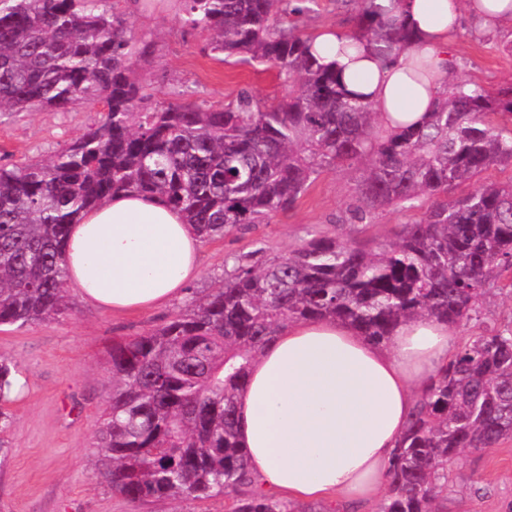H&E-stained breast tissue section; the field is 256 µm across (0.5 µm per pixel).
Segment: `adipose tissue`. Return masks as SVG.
Instances as JSON below:
<instances>
[{
  "mask_svg": "<svg viewBox=\"0 0 512 512\" xmlns=\"http://www.w3.org/2000/svg\"><path fill=\"white\" fill-rule=\"evenodd\" d=\"M384 22L409 29L401 54L341 29L312 50L349 91L366 96L389 131L424 125L445 91L448 44L464 18L493 30L512 21V0H380ZM425 60L430 75L414 80ZM201 240L160 198L117 194L72 225L69 282L85 302L115 312L181 297L200 269ZM456 345L444 323L416 318L377 344L333 319L289 323L252 364L237 394L238 440L253 490L291 501L371 506L419 398Z\"/></svg>",
  "mask_w": 512,
  "mask_h": 512,
  "instance_id": "adipose-tissue-1",
  "label": "adipose tissue"
}]
</instances>
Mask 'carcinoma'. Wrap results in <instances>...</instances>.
Wrapping results in <instances>:
<instances>
[{
	"instance_id": "carcinoma-1",
	"label": "carcinoma",
	"mask_w": 512,
	"mask_h": 512,
	"mask_svg": "<svg viewBox=\"0 0 512 512\" xmlns=\"http://www.w3.org/2000/svg\"><path fill=\"white\" fill-rule=\"evenodd\" d=\"M318 0H180L202 51L274 67L288 95L247 92L226 104L151 108L132 57L146 55L111 0H0V112L65 111L97 101L102 122L45 162L0 167V326L66 308L65 244L80 215L118 193L161 198L205 241L291 209L323 172L362 165L350 223L418 210L371 249L315 237L284 256L235 258L221 284L154 332L112 344V393L98 457L132 501L222 496L229 512H323L252 483L240 448L236 394L257 354L293 321L334 318L381 343L400 321L429 317L472 334L417 403L388 469L377 512H440L448 461L512 439V320L490 322L487 297L512 288V84L493 92L444 77L426 125L389 134L364 99L310 52L296 22ZM356 34L402 52L412 35L356 0ZM17 368L0 358V461Z\"/></svg>"
}]
</instances>
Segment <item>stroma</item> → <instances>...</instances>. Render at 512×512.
<instances>
[{
    "instance_id": "35a3bbf8",
    "label": "stroma",
    "mask_w": 512,
    "mask_h": 512,
    "mask_svg": "<svg viewBox=\"0 0 512 512\" xmlns=\"http://www.w3.org/2000/svg\"><path fill=\"white\" fill-rule=\"evenodd\" d=\"M127 22L139 43L151 44L149 58H134L137 78L156 105L185 100L226 103L248 91L271 103L288 89L275 69H256L204 53L205 35L184 32L178 14L152 8ZM312 33L326 27L358 28V7L319 0L317 14L303 18ZM512 32L481 30L464 22L450 45L456 74L489 88L512 84ZM101 104H79L67 112L0 113V167L48 159L97 126ZM350 168L322 174L288 211L204 243L202 272L184 296L145 311L112 314L67 295V311L36 324L0 327V355L17 367L10 404L12 450L0 465V512H225L223 497L166 498L134 502L112 489L97 461L96 436L112 391L109 351L115 340L154 331L191 301L219 284L234 257L263 250L285 255L318 235L369 245L394 239L411 213L389 209L371 224L347 223L353 184ZM443 512H512V440L467 451L448 466Z\"/></svg>"
}]
</instances>
